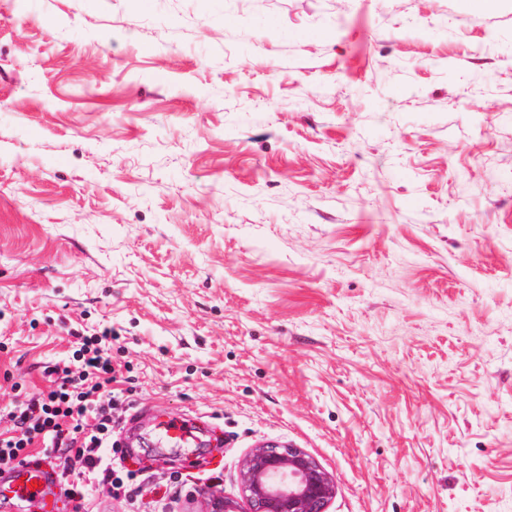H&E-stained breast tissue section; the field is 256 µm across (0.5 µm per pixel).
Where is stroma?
Listing matches in <instances>:
<instances>
[{
    "label": "stroma",
    "instance_id": "35a3bbf8",
    "mask_svg": "<svg viewBox=\"0 0 512 512\" xmlns=\"http://www.w3.org/2000/svg\"><path fill=\"white\" fill-rule=\"evenodd\" d=\"M103 324L99 512H512V0H0V429ZM157 429L165 447L183 448L191 444V441L192 444L195 442L194 430L187 422L168 419L158 422ZM238 499L224 497L214 512H328L336 495L331 476L308 452L292 445L263 443L252 448L239 469Z\"/></svg>",
    "mask_w": 512,
    "mask_h": 512
}]
</instances>
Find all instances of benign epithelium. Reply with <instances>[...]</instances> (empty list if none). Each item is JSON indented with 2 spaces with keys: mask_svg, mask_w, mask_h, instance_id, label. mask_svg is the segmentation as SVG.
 I'll use <instances>...</instances> for the list:
<instances>
[{
  "mask_svg": "<svg viewBox=\"0 0 512 512\" xmlns=\"http://www.w3.org/2000/svg\"><path fill=\"white\" fill-rule=\"evenodd\" d=\"M239 489L241 500L226 497L213 512H328L336 495L331 476L308 452L270 443L245 455Z\"/></svg>",
  "mask_w": 512,
  "mask_h": 512,
  "instance_id": "obj_1",
  "label": "benign epithelium"
}]
</instances>
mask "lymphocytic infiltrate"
Instances as JSON below:
<instances>
[{"mask_svg": "<svg viewBox=\"0 0 512 512\" xmlns=\"http://www.w3.org/2000/svg\"><path fill=\"white\" fill-rule=\"evenodd\" d=\"M111 328L81 335L71 362L50 366V385L18 401L0 432V474L30 464L34 452L56 470L70 512H94L91 489L123 487L112 464Z\"/></svg>", "mask_w": 512, "mask_h": 512, "instance_id": "obj_1", "label": "lymphocytic infiltrate"}]
</instances>
